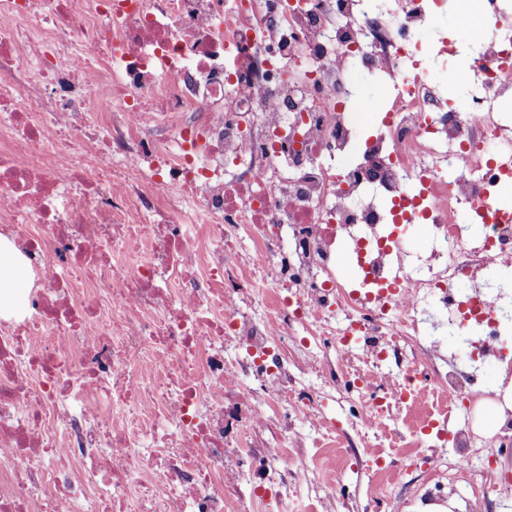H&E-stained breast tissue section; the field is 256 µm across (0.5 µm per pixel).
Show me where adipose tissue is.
<instances>
[{"label":"adipose tissue","mask_w":512,"mask_h":512,"mask_svg":"<svg viewBox=\"0 0 512 512\" xmlns=\"http://www.w3.org/2000/svg\"><path fill=\"white\" fill-rule=\"evenodd\" d=\"M34 277L29 260L15 247L10 238L0 234L1 317H9L26 309Z\"/></svg>","instance_id":"obj_1"}]
</instances>
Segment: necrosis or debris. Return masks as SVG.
I'll return each mask as SVG.
<instances>
[{
  "instance_id": "obj_1",
  "label": "necrosis or debris",
  "mask_w": 512,
  "mask_h": 512,
  "mask_svg": "<svg viewBox=\"0 0 512 512\" xmlns=\"http://www.w3.org/2000/svg\"><path fill=\"white\" fill-rule=\"evenodd\" d=\"M436 7L0 0V224L41 278L0 324V512H253L232 457L284 413L313 418L329 387L358 391L364 434L421 392L432 418L467 415L456 472L512 445L511 414L474 427L498 397L473 372L378 371L438 353L443 312L461 345L484 326L481 354L512 373V282L492 276L512 220L488 154L512 146V28L453 77L479 86L462 112L418 59ZM357 68L394 91L366 138ZM420 220L417 253L391 228ZM329 348L340 368L322 366ZM295 361L323 381L294 380Z\"/></svg>"
}]
</instances>
